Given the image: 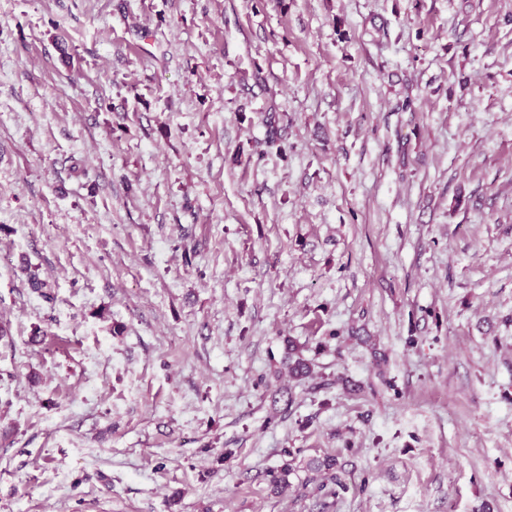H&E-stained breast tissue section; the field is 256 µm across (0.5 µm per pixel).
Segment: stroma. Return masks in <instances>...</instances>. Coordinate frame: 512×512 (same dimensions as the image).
Here are the masks:
<instances>
[{
    "mask_svg": "<svg viewBox=\"0 0 512 512\" xmlns=\"http://www.w3.org/2000/svg\"><path fill=\"white\" fill-rule=\"evenodd\" d=\"M0 325V512H512V0H0ZM314 469L319 472H323L326 475V478L331 481L332 484L343 491L347 490V483L344 478L338 473V466L336 462V457L334 456H326L320 461L314 463ZM334 488L329 491V495L333 497H338L339 492Z\"/></svg>",
    "mask_w": 512,
    "mask_h": 512,
    "instance_id": "obj_1",
    "label": "stroma"
}]
</instances>
